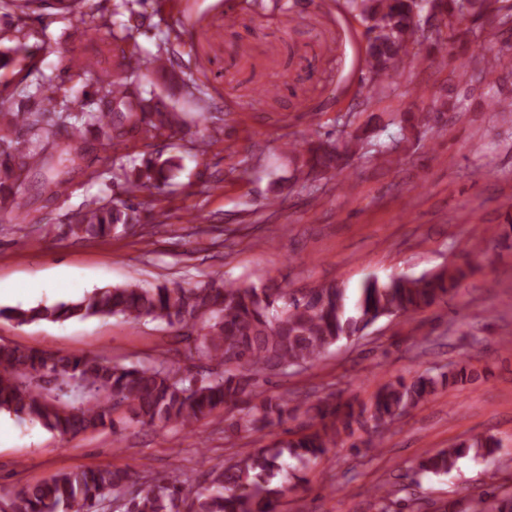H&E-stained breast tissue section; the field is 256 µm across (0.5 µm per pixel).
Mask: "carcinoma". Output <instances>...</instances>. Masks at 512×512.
<instances>
[{
    "instance_id": "1",
    "label": "carcinoma",
    "mask_w": 512,
    "mask_h": 512,
    "mask_svg": "<svg viewBox=\"0 0 512 512\" xmlns=\"http://www.w3.org/2000/svg\"><path fill=\"white\" fill-rule=\"evenodd\" d=\"M432 9L446 18L445 31L429 47L448 50L458 38L455 18L467 4L479 16L485 0H430ZM109 0L91 15L75 5L67 12L78 15L68 38L105 31L111 46L121 53L119 69L96 78L101 99L81 95L48 76L26 94L17 109L0 101V206L21 207V195L30 186L21 180L26 171L38 178V190L54 202L68 190V180L43 172L48 156L56 147V130L64 129L73 142L75 156L82 157L89 140L118 147L136 133L144 141H155L174 131L181 118L154 96L145 97L128 73L147 76L156 60L173 66L171 52L137 56L126 52L145 15L129 10V20L117 23ZM346 7L369 23L373 36L366 49V77L362 87L366 99L400 77L421 48L426 45L413 21L415 0H346ZM485 42L498 46L492 58L470 59L459 65L480 66L479 78L490 84L500 80L499 72L512 56V47L502 45V29H484ZM23 43L0 49V71L14 65ZM135 55L140 64L124 61ZM117 103L121 112L112 111ZM22 125L38 141L40 152L13 136ZM365 138L359 131L308 148L310 168L340 169L356 154ZM176 167L175 157L159 163L151 157L120 164L112 178L123 193L152 195ZM135 211L121 198L103 203L78 216L68 233L83 239L105 238L121 230H133ZM473 266L467 262L436 274L419 277L395 275L381 282L366 279L359 296L352 301L346 289L334 282L321 283L301 296L274 280L262 286L214 281L204 288H186L178 283L147 288L129 283L112 288H95L70 303L37 305L9 311L18 324L58 322L71 318L119 317L140 324L160 321L184 330L180 342L188 360L205 361L224 367L216 375L200 377L182 370L166 357L149 364L119 365L98 354H62L54 351L0 344V413L37 423L62 438L110 429L118 434L127 421L143 426L175 424L192 426L213 412L242 405V412L224 431L259 432L294 417L299 405L258 391L259 379L291 368L312 367L334 345L360 336L383 317L405 316L438 306L456 293ZM473 378L465 367L437 376L420 375L384 383L368 402L353 398L325 400L313 407L308 422L294 437L273 445L241 453L229 466L209 473V486L188 496L176 472L148 478L142 470L83 468L57 473L51 479L15 491L0 512H98V506L114 494L128 495L125 512H276L283 487L273 479L288 469L284 458L302 466L316 462L329 448L365 430L382 435L408 409L423 404L438 387L464 383ZM500 448L492 437L474 436L454 448L441 449L422 459L418 472L446 475L459 459L471 454L491 457ZM443 512H512V494L499 496L484 492L467 507L458 501L440 506Z\"/></svg>"
}]
</instances>
